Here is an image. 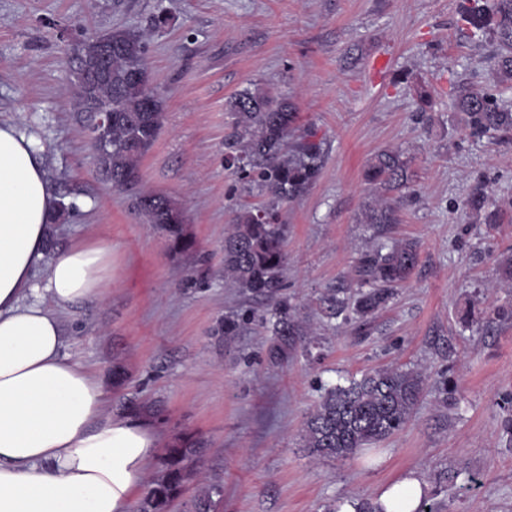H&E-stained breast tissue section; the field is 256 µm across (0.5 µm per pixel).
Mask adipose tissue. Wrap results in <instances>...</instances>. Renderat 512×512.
<instances>
[{
	"mask_svg": "<svg viewBox=\"0 0 512 512\" xmlns=\"http://www.w3.org/2000/svg\"><path fill=\"white\" fill-rule=\"evenodd\" d=\"M56 201L38 145L0 123V512H130L158 435L109 415L101 381L63 352L60 314L104 297L112 246L72 242L36 279ZM425 493L407 475L378 504L416 512Z\"/></svg>",
	"mask_w": 512,
	"mask_h": 512,
	"instance_id": "obj_1",
	"label": "adipose tissue"
}]
</instances>
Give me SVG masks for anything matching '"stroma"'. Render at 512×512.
<instances>
[{
	"label": "stroma",
	"instance_id": "stroma-1",
	"mask_svg": "<svg viewBox=\"0 0 512 512\" xmlns=\"http://www.w3.org/2000/svg\"><path fill=\"white\" fill-rule=\"evenodd\" d=\"M461 0H0V121L39 143L62 215L56 248L112 245L105 297L63 315L65 351L91 367L111 397L160 436L149 476L179 438L191 466L221 486L215 512H329L376 500L414 475L428 486L420 512H512V288L496 263L512 252V133L471 137L450 84L490 88L496 41L474 38ZM115 28L146 44L150 86L164 100L159 136L142 159L139 191L164 193L185 214L194 248L171 251L128 191L96 173L75 97V50ZM258 85L285 96L298 124L322 142L317 180L280 204L287 224L284 283L311 353L271 364L259 324L269 299L224 282V234L257 191L224 162L235 92ZM427 90L428 107L419 92ZM403 151L411 194L398 224L370 225L381 195L364 170L376 152ZM485 184L497 223L469 214ZM418 241L415 269L394 301L367 322L327 319L319 297L349 289L378 238ZM237 315L236 335L218 320ZM423 372L420 402L403 429L350 459L310 456L304 422L322 387L373 369ZM122 381H115L114 370Z\"/></svg>",
	"mask_w": 512,
	"mask_h": 512
}]
</instances>
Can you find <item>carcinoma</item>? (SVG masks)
<instances>
[{"label": "carcinoma", "instance_id": "1", "mask_svg": "<svg viewBox=\"0 0 512 512\" xmlns=\"http://www.w3.org/2000/svg\"><path fill=\"white\" fill-rule=\"evenodd\" d=\"M461 18L472 34L491 32L497 38L495 79L498 85L512 84V0H463ZM104 41L112 43L108 60L111 78L98 84L92 94L77 89L78 111L86 114L89 97L112 102L115 112L105 131L107 163L112 168V187L131 189L140 181V161L157 140L163 119V104L148 80L133 77L146 73V47L131 31L116 29L83 42L79 53L95 56ZM453 100L468 133L484 137L512 129V101L484 89L459 86ZM232 112L231 131L224 136V162L258 193L273 204L302 196L320 173L321 143L310 130L297 132V112L286 97H274L255 86L237 91L228 101ZM409 161L399 151L376 154L365 171L366 180L386 192L407 187ZM133 204L143 219L167 235L175 248L185 249L182 240L183 213L176 202L162 193H141ZM468 206L485 211L494 224L497 213L489 209L483 186L471 193ZM399 203L382 199L368 207L364 224L399 223ZM284 226L275 223L269 208L246 206L235 215L224 234V282L242 295H264L275 300L266 320L273 336L269 360L275 365L288 361L298 347L311 344L296 307L281 296ZM418 261L414 242L378 240L360 259L359 291L354 301L336 290L322 294L320 301L332 316L348 307L361 318L385 308L395 288L405 281ZM421 372L402 367H383L354 379L346 386L324 390L310 412L302 434L303 447L315 458H349L362 448L377 444L399 431L414 413L422 394ZM197 449L183 440L167 449L163 474L149 483L139 499L136 512H169V507L192 481L189 463ZM217 485L201 483L187 506V512H215Z\"/></svg>", "mask_w": 512, "mask_h": 512}]
</instances>
